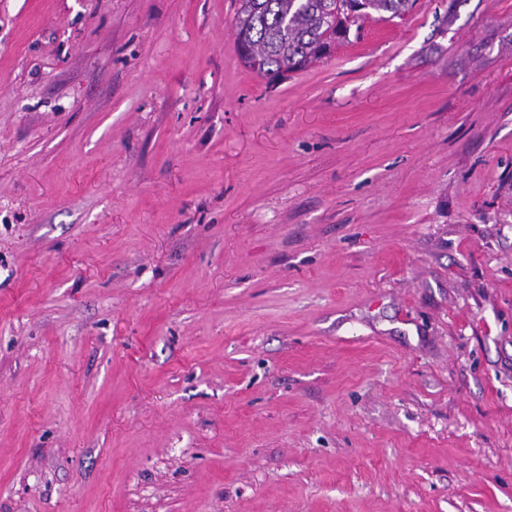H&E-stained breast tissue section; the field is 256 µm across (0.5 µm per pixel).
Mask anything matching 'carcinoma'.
Returning a JSON list of instances; mask_svg holds the SVG:
<instances>
[{"label": "carcinoma", "instance_id": "carcinoma-1", "mask_svg": "<svg viewBox=\"0 0 512 512\" xmlns=\"http://www.w3.org/2000/svg\"><path fill=\"white\" fill-rule=\"evenodd\" d=\"M236 45L245 66L271 81L325 55L371 12L394 18L416 0H238Z\"/></svg>", "mask_w": 512, "mask_h": 512}]
</instances>
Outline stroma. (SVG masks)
<instances>
[{
	"label": "stroma",
	"mask_w": 512,
	"mask_h": 512,
	"mask_svg": "<svg viewBox=\"0 0 512 512\" xmlns=\"http://www.w3.org/2000/svg\"><path fill=\"white\" fill-rule=\"evenodd\" d=\"M236 8L0 0V512H512V0ZM237 49L245 66L270 81L325 55L351 23L371 12L401 16L416 0H238ZM356 13V14H355Z\"/></svg>",
	"instance_id": "obj_1"
}]
</instances>
